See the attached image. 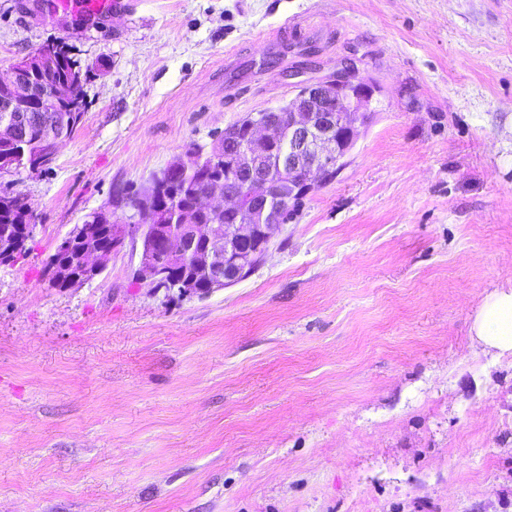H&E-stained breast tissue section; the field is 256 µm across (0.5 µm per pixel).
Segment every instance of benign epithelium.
Here are the masks:
<instances>
[{
    "label": "benign epithelium",
    "instance_id": "obj_1",
    "mask_svg": "<svg viewBox=\"0 0 512 512\" xmlns=\"http://www.w3.org/2000/svg\"><path fill=\"white\" fill-rule=\"evenodd\" d=\"M58 60L56 44L48 43L21 57L13 66L12 79L0 81V140L13 139L19 129L28 128L29 113L45 112L39 137L33 142L41 155L0 150V177L22 170L31 172L49 165L59 144L68 138L72 126L62 102L74 95L82 79L57 82L52 72ZM298 91L288 102V125L279 126L260 116H250L246 135L238 150L249 157L245 179L236 190L213 181L195 196L190 209L158 204L138 208L140 223L125 224L110 208L95 213L89 224H78L55 247L59 256L48 275L65 288H79L99 277L108 262L126 245L139 251L133 280L154 288L170 270L191 262L205 269L209 293L233 285L252 273L256 251L251 244L261 240L267 255L274 231L290 221L293 205L324 185L355 146L357 131L370 123V102L376 86L359 78L354 59L336 64L326 80L297 82ZM281 144L272 157L261 148ZM188 172L179 159L169 171L154 176L146 194L154 195L166 182L168 173ZM198 212L231 218L219 233L210 224L195 223ZM112 225V247L99 243L103 226ZM151 231L148 244L137 247L143 228ZM22 236L0 229V265L16 262L20 238L30 241L38 225L19 226Z\"/></svg>",
    "mask_w": 512,
    "mask_h": 512
}]
</instances>
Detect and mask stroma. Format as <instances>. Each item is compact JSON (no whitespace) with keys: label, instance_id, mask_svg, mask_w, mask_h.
<instances>
[{"label":"stroma","instance_id":"1","mask_svg":"<svg viewBox=\"0 0 512 512\" xmlns=\"http://www.w3.org/2000/svg\"><path fill=\"white\" fill-rule=\"evenodd\" d=\"M49 40L90 70L38 229L0 266V512H512V0H0V79ZM358 60L375 116L246 279L143 288L124 248L52 287L114 188ZM115 0H57L61 8L76 7L88 17H102L112 10ZM473 328L485 346L512 352V289L492 295L477 314Z\"/></svg>","mask_w":512,"mask_h":512}]
</instances>
